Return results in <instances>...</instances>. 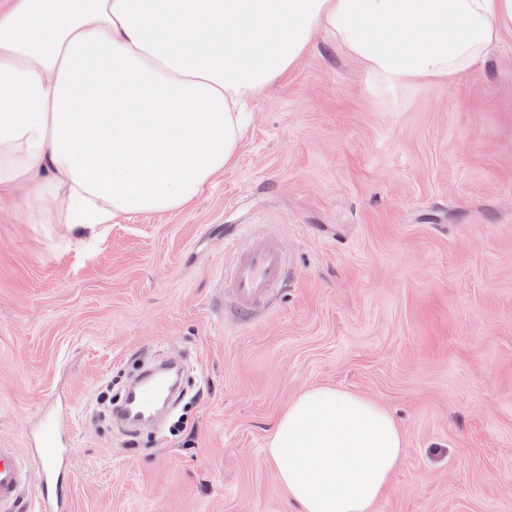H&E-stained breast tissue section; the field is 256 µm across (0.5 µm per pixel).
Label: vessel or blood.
Here are the masks:
<instances>
[{"label": "vessel or blood", "mask_w": 512, "mask_h": 512, "mask_svg": "<svg viewBox=\"0 0 512 512\" xmlns=\"http://www.w3.org/2000/svg\"><path fill=\"white\" fill-rule=\"evenodd\" d=\"M233 259L224 281L226 296L234 312L249 317L268 308L277 289L288 276L286 259L272 239L232 240ZM169 380L141 373L130 390L119 415L135 421L137 414L152 415L161 401L169 399ZM34 445L40 463L35 481H28V467L13 449L0 448V512H21L25 499H32L36 512H70L68 461L71 438L66 437L55 415L44 414Z\"/></svg>", "instance_id": "b4317fda"}]
</instances>
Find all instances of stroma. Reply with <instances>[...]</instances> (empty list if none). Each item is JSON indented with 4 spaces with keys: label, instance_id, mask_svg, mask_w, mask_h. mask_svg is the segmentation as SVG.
I'll return each mask as SVG.
<instances>
[{
    "label": "stroma",
    "instance_id": "obj_1",
    "mask_svg": "<svg viewBox=\"0 0 512 512\" xmlns=\"http://www.w3.org/2000/svg\"><path fill=\"white\" fill-rule=\"evenodd\" d=\"M236 231L288 263L255 322L224 300ZM170 357L191 434L94 416L107 381ZM318 386L404 435L374 512H512L511 29L474 70L407 80L315 31L179 211L91 231L0 198V448L67 403L72 512H297L266 448Z\"/></svg>",
    "mask_w": 512,
    "mask_h": 512
}]
</instances>
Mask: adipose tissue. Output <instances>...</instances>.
<instances>
[{
	"label": "adipose tissue",
	"mask_w": 512,
	"mask_h": 512,
	"mask_svg": "<svg viewBox=\"0 0 512 512\" xmlns=\"http://www.w3.org/2000/svg\"><path fill=\"white\" fill-rule=\"evenodd\" d=\"M512 0H6L0 197L36 193L94 227L178 211L233 164L250 103L314 30L391 79L473 70ZM404 441L388 410L303 390L267 458L299 512H374Z\"/></svg>",
	"instance_id": "adipose-tissue-1"
}]
</instances>
